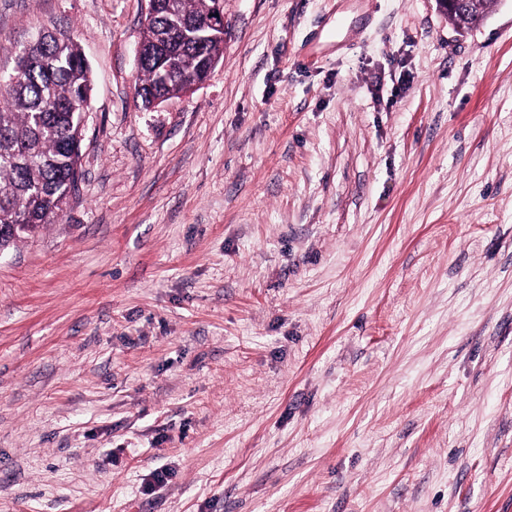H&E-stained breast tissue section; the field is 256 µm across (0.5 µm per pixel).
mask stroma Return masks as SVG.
Returning a JSON list of instances; mask_svg holds the SVG:
<instances>
[{"label": "stroma", "instance_id": "obj_1", "mask_svg": "<svg viewBox=\"0 0 512 512\" xmlns=\"http://www.w3.org/2000/svg\"><path fill=\"white\" fill-rule=\"evenodd\" d=\"M223 5L147 108V0H0V69L50 30L94 85L0 253V512H512V0ZM224 53V42L191 39L174 46L170 51L169 71L157 67L152 56L146 55L138 69V87L146 97H171L181 92V76L200 72L206 59Z\"/></svg>", "mask_w": 512, "mask_h": 512}]
</instances>
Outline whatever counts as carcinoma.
Masks as SVG:
<instances>
[{
    "label": "carcinoma",
    "instance_id": "cac0c4a2",
    "mask_svg": "<svg viewBox=\"0 0 512 512\" xmlns=\"http://www.w3.org/2000/svg\"><path fill=\"white\" fill-rule=\"evenodd\" d=\"M212 0H174L156 22L144 27L150 51L167 27H204ZM18 81L0 87V250L53 223L80 180V108L90 107L91 69L71 38L42 33L26 47ZM224 43L191 39L170 51L169 71L145 57L138 87L146 97L181 92V76L202 70L206 59L221 57Z\"/></svg>",
    "mask_w": 512,
    "mask_h": 512
}]
</instances>
